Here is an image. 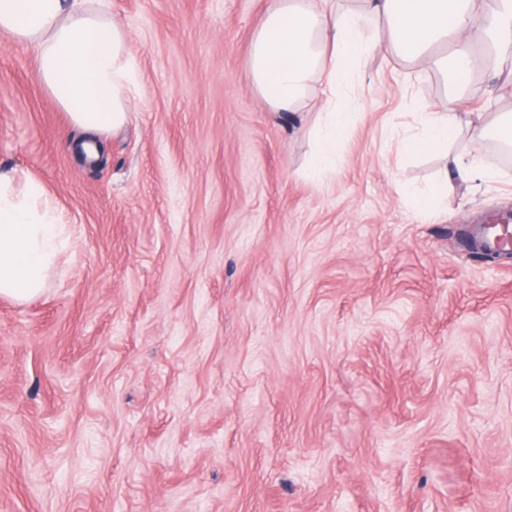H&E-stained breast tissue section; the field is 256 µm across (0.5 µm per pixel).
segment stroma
I'll return each mask as SVG.
<instances>
[{
	"instance_id": "1",
	"label": "stroma",
	"mask_w": 512,
	"mask_h": 512,
	"mask_svg": "<svg viewBox=\"0 0 512 512\" xmlns=\"http://www.w3.org/2000/svg\"><path fill=\"white\" fill-rule=\"evenodd\" d=\"M268 0H110L140 94L100 162L0 31V170L72 227L48 292L0 298V512H512V223L494 138L445 178L402 153L437 70L379 46L327 174L324 116L272 112L250 70ZM484 100L512 113V60ZM447 180L421 211L406 198ZM483 235L490 251H498L500 248L505 247V244L511 235V224H491L483 229Z\"/></svg>"
}]
</instances>
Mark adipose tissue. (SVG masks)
I'll return each mask as SVG.
<instances>
[{
    "label": "adipose tissue",
    "mask_w": 512,
    "mask_h": 512,
    "mask_svg": "<svg viewBox=\"0 0 512 512\" xmlns=\"http://www.w3.org/2000/svg\"><path fill=\"white\" fill-rule=\"evenodd\" d=\"M332 0H269L251 48L253 82L272 111H297L311 81L333 90L349 84L377 47L364 36L362 15L336 11ZM382 21L391 49L407 59L450 46L449 57H433L440 71L471 76L486 67L487 97L497 92L499 67L512 59V0H367ZM0 31L29 49L41 84L86 134L124 125L138 92V79L124 29L88 0H0ZM462 91L452 87L443 112L419 115L417 135L404 139L406 153L448 155L461 179L486 178V171L449 156L458 127ZM329 125L311 158L328 171L330 157L355 118L351 101L328 97ZM18 174L0 173V297L26 303L42 296L69 236L63 212L40 184L17 189Z\"/></svg>",
    "instance_id": "obj_1"
}]
</instances>
